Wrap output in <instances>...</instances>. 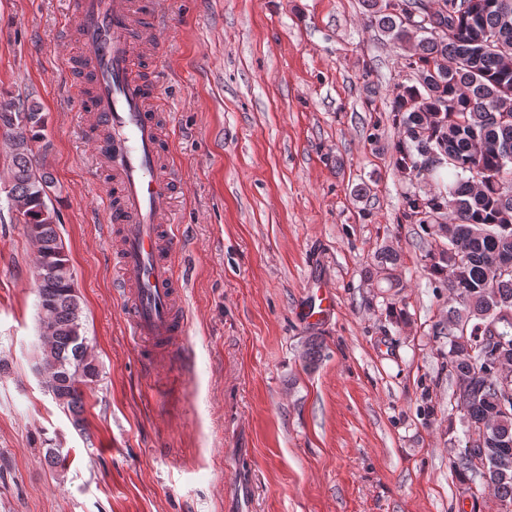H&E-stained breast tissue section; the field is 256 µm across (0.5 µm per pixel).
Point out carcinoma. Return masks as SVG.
I'll use <instances>...</instances> for the list:
<instances>
[{"label":"carcinoma","mask_w":512,"mask_h":512,"mask_svg":"<svg viewBox=\"0 0 512 512\" xmlns=\"http://www.w3.org/2000/svg\"><path fill=\"white\" fill-rule=\"evenodd\" d=\"M367 21L406 52L413 84L395 88L402 128L398 166L408 180L436 189L405 195L404 220L419 224L437 248L430 270L448 288V312L435 324L455 385L464 446L452 468L489 494L497 512H512V0H365ZM41 108L0 103V131L11 146L8 196L37 244L43 352L40 372L56 405L82 425L81 386L98 377L82 332L81 298L45 197L50 173L35 146L44 141ZM488 144L477 155L471 139ZM397 253L376 255L375 274L391 276Z\"/></svg>","instance_id":"1"}]
</instances>
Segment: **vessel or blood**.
Listing matches in <instances>:
<instances>
[{
  "mask_svg": "<svg viewBox=\"0 0 512 512\" xmlns=\"http://www.w3.org/2000/svg\"><path fill=\"white\" fill-rule=\"evenodd\" d=\"M69 9L68 27L82 51L68 66L92 92L96 158L112 179L104 208L115 226L113 285L152 371V342L165 340L176 353L186 334L182 278L173 264L174 163L156 112L157 82L137 67L141 55L158 53L170 19L162 0H70Z\"/></svg>",
  "mask_w": 512,
  "mask_h": 512,
  "instance_id": "vessel-or-blood-1",
  "label": "vessel or blood"
}]
</instances>
